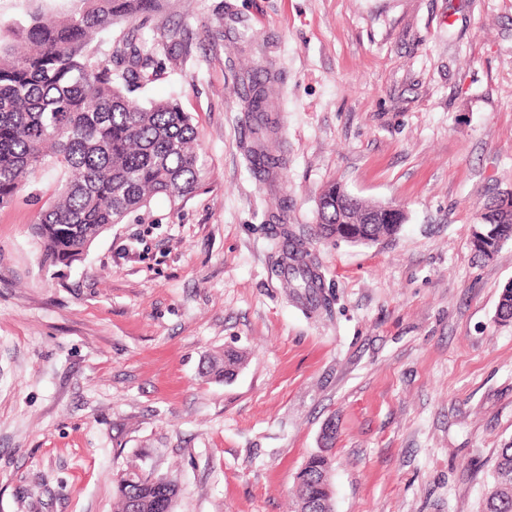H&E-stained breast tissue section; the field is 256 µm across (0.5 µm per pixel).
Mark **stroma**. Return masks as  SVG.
<instances>
[{"mask_svg":"<svg viewBox=\"0 0 512 512\" xmlns=\"http://www.w3.org/2000/svg\"><path fill=\"white\" fill-rule=\"evenodd\" d=\"M156 21L188 52L137 96L178 98L207 174L69 267L29 235L53 173L0 208V512H112L134 466L177 481L176 512H292L331 420L336 512H479L512 445V242L470 246L512 191V0H164ZM257 43L286 158L270 183L236 86ZM335 181L403 209L399 232L315 238ZM283 202L326 306L271 272ZM227 350L239 372L203 377Z\"/></svg>","mask_w":512,"mask_h":512,"instance_id":"1","label":"stroma"}]
</instances>
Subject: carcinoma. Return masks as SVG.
<instances>
[{
  "mask_svg": "<svg viewBox=\"0 0 512 512\" xmlns=\"http://www.w3.org/2000/svg\"><path fill=\"white\" fill-rule=\"evenodd\" d=\"M161 0H71L62 15L30 11L0 36V207L10 204L23 184L39 173L57 175L31 234L42 267H69L114 224L124 223L152 199L186 198L199 186L205 167L191 116L174 99L144 103L134 96L163 78L166 62L187 53L177 28H148ZM271 67L259 60L239 79V97L249 124L246 157L259 176L285 164L273 147L278 118L270 100ZM328 184L318 197L316 235L368 244L399 230L397 224L336 223V194ZM290 262L272 271L297 296L320 287L315 259L286 227L288 205L276 216ZM487 244L499 249L512 241V213L497 212ZM498 316L512 319V289H501ZM244 362L226 350L202 365L206 377L229 379ZM329 422L323 450L297 475V512H334L327 452L336 441ZM177 485L162 476L127 470L115 480L116 512H175ZM480 512H512V446L498 449Z\"/></svg>",
  "mask_w": 512,
  "mask_h": 512,
  "instance_id": "1",
  "label": "carcinoma"
}]
</instances>
